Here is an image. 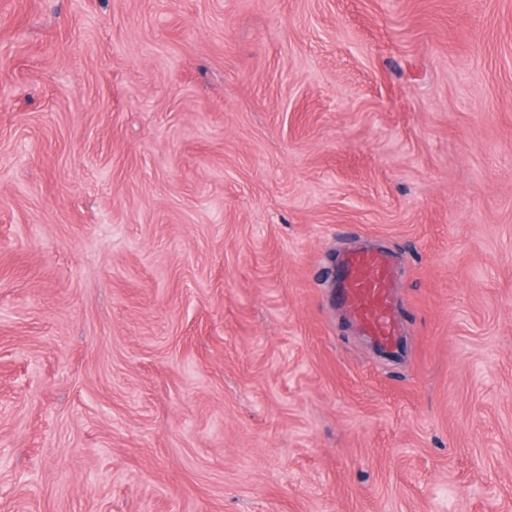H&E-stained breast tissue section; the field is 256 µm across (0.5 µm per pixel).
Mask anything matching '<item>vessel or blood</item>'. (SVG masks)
<instances>
[{
  "instance_id": "b4317fda",
  "label": "vessel or blood",
  "mask_w": 512,
  "mask_h": 512,
  "mask_svg": "<svg viewBox=\"0 0 512 512\" xmlns=\"http://www.w3.org/2000/svg\"><path fill=\"white\" fill-rule=\"evenodd\" d=\"M338 300L353 321L381 347H391L399 334L392 307L393 269L386 254L351 255L340 272Z\"/></svg>"
}]
</instances>
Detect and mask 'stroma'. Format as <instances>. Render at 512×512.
Wrapping results in <instances>:
<instances>
[{
  "label": "stroma",
  "mask_w": 512,
  "mask_h": 512,
  "mask_svg": "<svg viewBox=\"0 0 512 512\" xmlns=\"http://www.w3.org/2000/svg\"><path fill=\"white\" fill-rule=\"evenodd\" d=\"M0 512H512V0H0ZM339 279L338 300L353 321L381 347H391L399 328L392 307L393 269L388 256L353 254L343 263Z\"/></svg>",
  "instance_id": "1"
}]
</instances>
